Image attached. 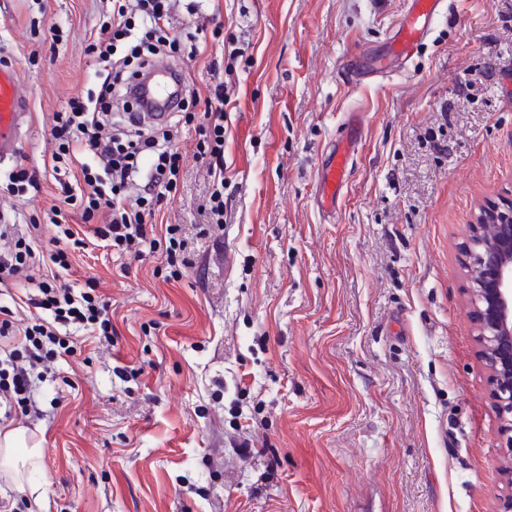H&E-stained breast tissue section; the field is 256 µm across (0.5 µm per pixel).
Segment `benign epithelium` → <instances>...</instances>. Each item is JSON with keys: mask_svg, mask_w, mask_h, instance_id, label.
<instances>
[{"mask_svg": "<svg viewBox=\"0 0 512 512\" xmlns=\"http://www.w3.org/2000/svg\"><path fill=\"white\" fill-rule=\"evenodd\" d=\"M479 356L503 417L512 416V204L492 203L470 226Z\"/></svg>", "mask_w": 512, "mask_h": 512, "instance_id": "benign-epithelium-1", "label": "benign epithelium"}]
</instances>
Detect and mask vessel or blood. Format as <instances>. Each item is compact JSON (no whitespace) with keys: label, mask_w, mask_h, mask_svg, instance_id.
Masks as SVG:
<instances>
[{"label":"vessel or blood","mask_w":512,"mask_h":512,"mask_svg":"<svg viewBox=\"0 0 512 512\" xmlns=\"http://www.w3.org/2000/svg\"><path fill=\"white\" fill-rule=\"evenodd\" d=\"M441 10V0H407V8L396 22V34L386 57L379 64L387 70L392 64L411 56L425 41ZM173 67L162 62L154 64L150 73L151 83L135 79L131 83L133 98L145 105V122L164 121V106L176 98L171 87ZM30 118L29 99L22 89L15 69L0 67V161L16 159L21 150L22 129ZM362 138L359 116H351L344 134L327 149L319 168L315 198L319 207L335 212L342 192L348 182L353 158Z\"/></svg>","instance_id":"obj_1"}]
</instances>
